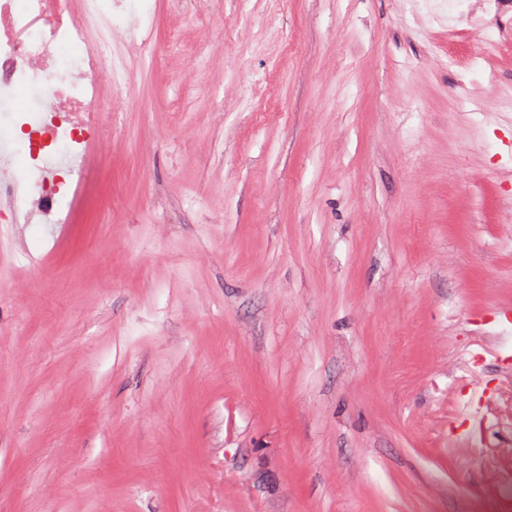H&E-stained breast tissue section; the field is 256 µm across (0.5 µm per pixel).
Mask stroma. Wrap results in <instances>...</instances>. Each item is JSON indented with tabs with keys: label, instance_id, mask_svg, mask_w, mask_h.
I'll return each instance as SVG.
<instances>
[{
	"label": "stroma",
	"instance_id": "35a3bbf8",
	"mask_svg": "<svg viewBox=\"0 0 512 512\" xmlns=\"http://www.w3.org/2000/svg\"><path fill=\"white\" fill-rule=\"evenodd\" d=\"M112 24L67 230L0 220V512H512V0Z\"/></svg>",
	"mask_w": 512,
	"mask_h": 512
}]
</instances>
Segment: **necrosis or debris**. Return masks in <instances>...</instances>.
Here are the masks:
<instances>
[{"label":"necrosis or debris","instance_id":"4bbe7bcc","mask_svg":"<svg viewBox=\"0 0 512 512\" xmlns=\"http://www.w3.org/2000/svg\"><path fill=\"white\" fill-rule=\"evenodd\" d=\"M67 46L76 53L66 59ZM104 84L119 90L106 0H0V104L9 109L0 152L18 154L11 132L21 130L34 168L26 176L0 174V200H10L12 216H61L72 199L74 172L54 161L90 145L103 120ZM32 90L37 102L16 107Z\"/></svg>","mask_w":512,"mask_h":512}]
</instances>
